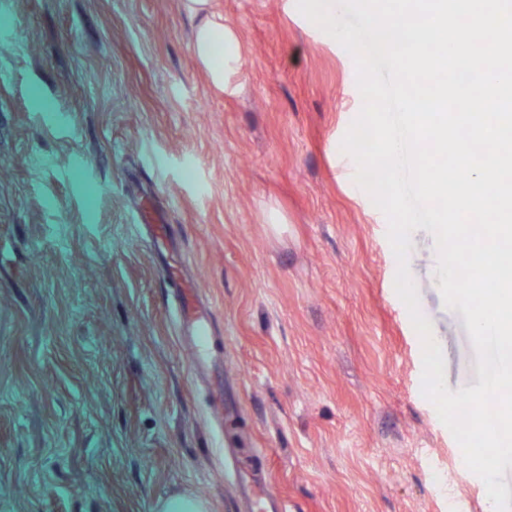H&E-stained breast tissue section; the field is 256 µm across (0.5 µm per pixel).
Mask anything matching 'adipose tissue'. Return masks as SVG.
<instances>
[{
    "mask_svg": "<svg viewBox=\"0 0 512 512\" xmlns=\"http://www.w3.org/2000/svg\"><path fill=\"white\" fill-rule=\"evenodd\" d=\"M186 11L196 18L193 50L211 85L223 89L225 74L241 56L239 41L228 31L222 16L211 12L208 0H184Z\"/></svg>",
    "mask_w": 512,
    "mask_h": 512,
    "instance_id": "1",
    "label": "adipose tissue"
}]
</instances>
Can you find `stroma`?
<instances>
[{"instance_id": "1", "label": "stroma", "mask_w": 512, "mask_h": 512, "mask_svg": "<svg viewBox=\"0 0 512 512\" xmlns=\"http://www.w3.org/2000/svg\"><path fill=\"white\" fill-rule=\"evenodd\" d=\"M182 2L0 7V512H249L246 481L288 512H486L421 392L387 219L341 168L352 56L296 0H209L241 43L221 92ZM411 240L446 386H472L434 238ZM181 313L184 320L193 327L200 352L213 334V324L208 314L199 309L198 290L195 284H189L183 289ZM160 512H206V502L199 497L179 495L162 502Z\"/></svg>"}]
</instances>
